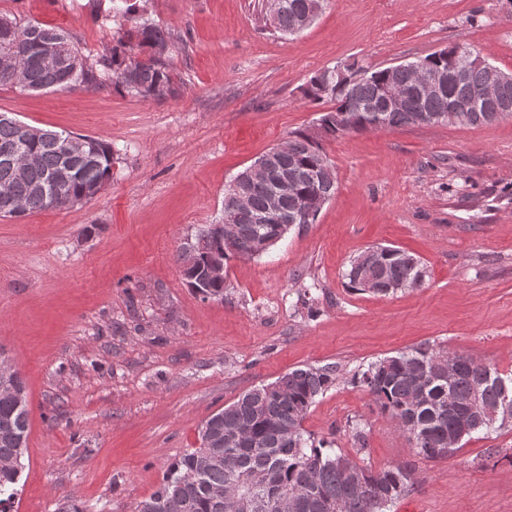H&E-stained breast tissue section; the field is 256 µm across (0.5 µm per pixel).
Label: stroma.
Returning a JSON list of instances; mask_svg holds the SVG:
<instances>
[{"label":"stroma","mask_w":512,"mask_h":512,"mask_svg":"<svg viewBox=\"0 0 512 512\" xmlns=\"http://www.w3.org/2000/svg\"><path fill=\"white\" fill-rule=\"evenodd\" d=\"M137 8L170 36L175 96L0 86V112L100 139L117 158L91 200L0 217V355L29 410L18 512H135L198 447L205 420L305 365L338 375L308 433L372 469L411 468L390 512H512V425L427 460L351 382L421 344L512 373V117L324 139L334 195L268 254L230 260L223 299L193 293L176 259L220 216L226 182L314 127L309 77L454 45L512 71V0H328L292 40L266 27L265 0ZM1 14L62 28L91 58L121 23L112 0H0ZM377 245L417 256L423 286L349 288L350 261ZM356 425L368 434L360 452Z\"/></svg>","instance_id":"stroma-1"}]
</instances>
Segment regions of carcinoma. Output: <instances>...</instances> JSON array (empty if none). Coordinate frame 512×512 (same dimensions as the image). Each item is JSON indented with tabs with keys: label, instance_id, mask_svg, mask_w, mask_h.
I'll return each mask as SVG.
<instances>
[{
	"label": "carcinoma",
	"instance_id": "cac0c4a2",
	"mask_svg": "<svg viewBox=\"0 0 512 512\" xmlns=\"http://www.w3.org/2000/svg\"><path fill=\"white\" fill-rule=\"evenodd\" d=\"M314 2L279 0L275 32L296 36L298 14ZM112 10L125 18L127 26L120 30L116 45L90 63L65 30L35 20L22 25L0 16V85L12 83L20 73L37 91L95 90L111 82L125 94L143 99L175 93L165 62L168 33L142 18L129 0H112ZM33 37L55 46L65 66L33 61ZM476 59L471 57L467 83L449 86L446 97L416 93L409 62L367 67L366 79L355 84L336 79L328 69L311 76L304 96L312 103L334 106L320 115L319 133L296 130L288 138L285 162L297 168L298 181L295 193L282 200L284 211L312 224L317 218L311 212L314 201L335 193L334 172L321 166L323 136L409 126L416 112H449L451 96L471 106L465 121L469 126L487 124L484 111L497 103L512 105V84L497 85L499 67ZM424 61L430 68L448 72L465 58L452 47L439 55L431 53ZM388 84L412 91L406 110H388L383 92ZM20 137V121L9 114L0 118V146L14 144ZM70 137L66 131L37 130L24 146L31 161L21 176L16 174V163L0 158V190H7L15 204L13 208L0 204V217L65 209L72 198H93L112 178L110 144L97 139L95 151L78 150L64 160L59 139ZM63 162L72 170V178L57 189L51 177ZM272 191L269 182L252 183L247 211L240 210L235 198L224 195L218 223L200 230L204 243L197 250L196 265L184 272L186 283L197 294L224 298V282L208 277V260L216 253L226 263L249 256L259 237L272 231L253 220L264 211ZM380 250L366 265L350 263L345 278L351 287L380 295L395 293L393 283L406 289L421 287L424 270L417 257L392 246ZM336 380V370L330 366H306L245 391L205 421L198 431L200 446L169 466L161 487L140 502L136 512H277L281 496L293 502L290 512H325L328 500L340 502V512H386L410 486L412 470L401 464L379 470L360 466L302 428L310 407ZM352 382L374 397L415 453L427 460L454 453L459 445L454 437L461 433L467 437L512 423V412L503 409L505 396L512 397V374L430 345L373 362L353 375ZM28 421L20 375L11 368L0 372V512H13Z\"/></svg>",
	"mask_w": 512,
	"mask_h": 512
}]
</instances>
